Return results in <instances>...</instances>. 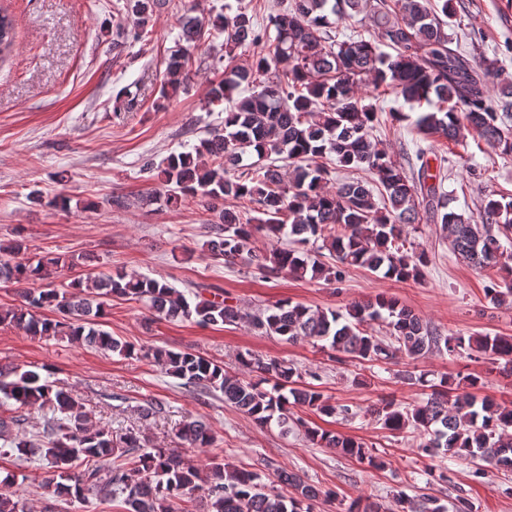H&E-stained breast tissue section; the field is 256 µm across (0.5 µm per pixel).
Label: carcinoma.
<instances>
[{"label": "carcinoma", "mask_w": 512, "mask_h": 512, "mask_svg": "<svg viewBox=\"0 0 512 512\" xmlns=\"http://www.w3.org/2000/svg\"><path fill=\"white\" fill-rule=\"evenodd\" d=\"M159 0H126V6L145 24ZM361 13L370 16L371 29L344 40L331 29ZM455 15L454 0H291L268 14L260 24L245 10L221 20L224 53L229 64L210 91V103L224 108V131L213 130L199 140L194 152L169 156L157 166L151 160L143 171L157 173L166 187L165 201L178 205L197 194L214 200L233 199L239 205L218 212V222L207 226L205 247L233 265L247 257L261 273L322 279L340 283L350 267H363L396 280H417L428 263L425 250H408L406 227L421 220L420 213L442 225L455 254L475 268L505 272L491 280L485 296L495 305L512 302V266L504 261L501 238L512 236V199L488 196L481 223L452 207L453 192L430 174L428 149L417 146V173L407 176L389 151L371 141L379 108L370 102L382 92L400 96L410 105L427 104L430 111L414 120L418 133L459 141L464 128L502 154L512 153V85L489 96L493 64L471 62L450 47L448 19ZM202 22L186 17L180 40L191 45L201 37ZM15 46L13 18L0 13V59ZM252 50V60L235 63L237 51ZM188 58L170 56L164 86L175 91L188 77ZM247 96L235 97L242 85ZM254 155L262 164L246 166ZM334 159L345 170L364 171L368 178L338 181L329 186L333 170L321 159ZM264 232L290 246L258 250L255 235ZM321 244L335 262H308V246ZM59 257L32 261L18 241L0 243V283L11 284L22 298L17 308L0 309V323H12L31 336H61L91 350L130 355L132 345L102 329L108 300L130 297L168 321L193 320L199 325H238L289 343L302 339L327 340L332 349L372 365L403 353L418 359L433 350L470 351L494 362L504 361L512 371V336L489 334L443 335L395 298L379 296L373 302H355L341 313L313 310L287 299L262 313H251L228 303L223 295L195 294L191 303L166 283L117 270L89 275L58 291L51 279L61 268ZM42 280L47 287H27ZM49 308L58 318H40ZM384 321L392 341L384 343L368 331ZM150 355L166 374L204 394L219 391L224 403L264 427L276 423L288 432V404L307 406L326 415L347 414L314 387L297 385L298 370L285 360H263L240 355L242 367L256 373L247 380L224 371L202 353L161 347ZM401 379L430 390L424 401L409 409L394 399L370 408L382 427L393 434L412 429L423 435L418 450L431 459L464 460L512 471V409L478 399L480 377L445 376L435 383L427 374L404 370ZM273 382L268 391L263 384ZM0 456L19 461L46 462L41 487L54 498L84 502L90 496L121 497L126 512H314L320 497L336 496L305 483L285 470L278 482L294 489L289 496L262 482L260 473L238 468L214 456L202 466L189 464L178 452L147 446L133 431L115 434L95 426L84 403L36 370L0 367ZM47 409L43 439L36 442L16 431L25 414ZM191 448L213 443L211 427L189 420L178 430ZM308 442L335 448L372 468L384 461L353 436L304 427ZM17 477H0V512H24L13 487ZM397 512H447L438 499L422 495L411 500L396 494Z\"/></svg>", "instance_id": "1"}]
</instances>
